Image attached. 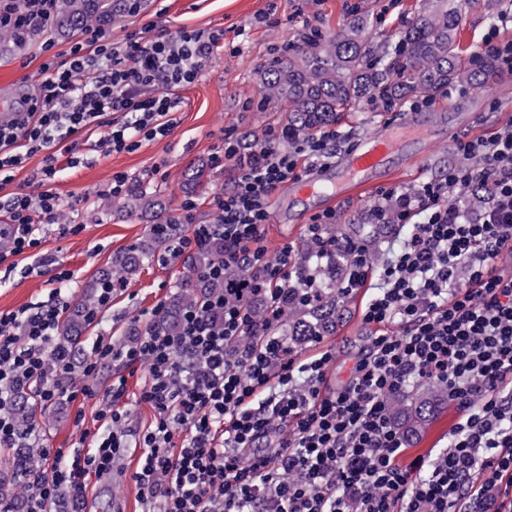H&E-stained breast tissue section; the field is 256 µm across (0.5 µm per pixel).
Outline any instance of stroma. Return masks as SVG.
Wrapping results in <instances>:
<instances>
[{"label": "stroma", "instance_id": "obj_1", "mask_svg": "<svg viewBox=\"0 0 512 512\" xmlns=\"http://www.w3.org/2000/svg\"><path fill=\"white\" fill-rule=\"evenodd\" d=\"M422 0H142L135 14L106 25L113 41L121 42L139 31L142 23L158 21L169 31L180 29L220 32L224 40L213 53L201 76L192 84L174 90L178 101L176 124L164 137L142 142L130 152L107 153L101 146L106 125L91 126L79 133L75 142L82 157L78 166H68L59 159V171L52 185L62 202L61 222L42 227L41 249L72 274L70 282L57 284L56 267L41 265L31 254L7 257L0 261V312H15L48 300L54 290H61L69 305L82 296L83 283L110 267L114 254L125 250L150 232V214L115 205L102 191L113 174L124 173L130 185L148 186L156 195L165 214H180L183 201L195 204L192 221L212 223L218 212L216 201L232 188V166H216L213 158L221 151L225 135L249 143L261 138L270 128H279L283 115L273 102L264 98L261 72L288 47L299 43L308 28L322 34L336 31L348 10L363 5L371 16L368 38L372 43L394 42L396 34L419 10ZM461 22L457 40L464 52L483 47L487 37L512 42V0H496L488 7L486 0H460ZM74 42L52 30L33 32L24 47L0 57V102L12 101L18 93L33 91L43 75L41 67L49 56L64 60ZM409 106L385 111L359 105L343 113L335 125L338 138L333 146L341 155L355 149L371 132L400 122ZM429 118L426 140L405 146L404 156H418L419 161L404 166V156L392 158L388 174L377 186L356 196L324 201L322 210L332 211L339 224L367 223L369 214L382 191L394 189L405 193L447 166L452 160L456 139L476 140L512 128V73H501L488 87L475 90L452 87L424 108ZM270 218L264 229L270 253L283 247L299 250L305 242L312 212L290 205L288 187H280L269 203ZM183 258L160 263L150 256L137 273L114 290L112 304L102 311V321L86 333L84 345L93 348L98 338L131 340L144 332L153 320V310L167 302L177 281L185 274ZM371 295L364 287L340 300L341 316L335 330L320 341L295 348L298 358H308L320 350H331L336 359L329 373L330 384L347 380L359 352L366 348L372 329L362 316ZM146 382L143 367L119 368L102 365L84 378L90 393L53 405L35 431L39 448H74L82 428L94 427L97 413L113 386L123 385V403L129 414L127 427L136 431L153 419L152 409L138 403ZM83 424H76V417ZM458 421L453 408L436 410L421 434L408 441L405 460L433 456L448 446V436ZM137 452L116 458L114 473L94 477L89 482L86 505L93 512H141L143 505L133 474Z\"/></svg>", "mask_w": 512, "mask_h": 512}]
</instances>
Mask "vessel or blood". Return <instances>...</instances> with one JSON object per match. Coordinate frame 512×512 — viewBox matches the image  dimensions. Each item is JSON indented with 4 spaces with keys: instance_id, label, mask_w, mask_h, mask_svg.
Here are the masks:
<instances>
[{
    "instance_id": "b4317fda",
    "label": "vessel or blood",
    "mask_w": 512,
    "mask_h": 512,
    "mask_svg": "<svg viewBox=\"0 0 512 512\" xmlns=\"http://www.w3.org/2000/svg\"><path fill=\"white\" fill-rule=\"evenodd\" d=\"M426 126L421 116L407 114L400 130L387 128L367 137L361 147L343 157L339 170L329 169L321 176L293 183L295 200L305 204L320 194H341L355 186L375 183L386 160L397 155L404 147L405 136L421 134Z\"/></svg>"
}]
</instances>
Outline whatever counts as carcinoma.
Listing matches in <instances>:
<instances>
[{"instance_id": "1", "label": "carcinoma", "mask_w": 512, "mask_h": 512, "mask_svg": "<svg viewBox=\"0 0 512 512\" xmlns=\"http://www.w3.org/2000/svg\"><path fill=\"white\" fill-rule=\"evenodd\" d=\"M129 0H60L52 20L54 32L69 36L85 30L93 22L114 21L131 11ZM457 10L448 0H428L423 9L400 32L394 45L375 46L365 37L368 14L357 6L336 33L322 38L315 29L289 49L261 75V84L269 98L277 101L284 112L282 141L295 144L313 140L336 122L341 112L361 102L394 109L410 99L437 98L450 86L482 88L498 77V56L482 48L463 54L457 43ZM130 211L155 208L156 199L145 189L128 191L123 196ZM179 223L172 216H158L152 232L140 243L115 254L111 269L84 283L82 301L59 323L54 347L74 357L82 349L83 336L97 319L99 297L112 283H121L138 271L148 254L168 245L178 234ZM324 241L366 240L363 232L352 234L334 224L323 230ZM319 245L307 241L295 255L296 271L303 275L314 268L312 258ZM224 263V240L214 239L187 257L186 275L176 285L171 302L156 317L150 328L175 332L181 313L196 306L206 296L238 287L248 277L242 267H232L222 280L206 278L214 266ZM316 269V268H314ZM322 290L319 300L309 304L293 296L283 301L279 323L267 328L266 314L253 311L252 327L239 338L242 344L257 343L269 331L289 329L291 348L319 338L336 321L339 296L332 268L316 269ZM36 395L31 385L20 393L17 418L25 429L37 428L30 399ZM442 391L429 384L412 395L403 392L390 398L389 407L399 429L405 435L417 432L433 414ZM39 450L23 445L13 449L11 475L0 480V501L12 503L16 479L37 466Z\"/></svg>"}]
</instances>
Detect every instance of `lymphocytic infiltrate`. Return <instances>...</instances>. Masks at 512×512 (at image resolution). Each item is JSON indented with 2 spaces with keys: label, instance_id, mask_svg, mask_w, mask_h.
<instances>
[{
  "label": "lymphocytic infiltrate",
  "instance_id": "obj_1",
  "mask_svg": "<svg viewBox=\"0 0 512 512\" xmlns=\"http://www.w3.org/2000/svg\"><path fill=\"white\" fill-rule=\"evenodd\" d=\"M55 8L56 0H0V31L46 28ZM144 30L118 45L87 28L66 60L43 64L44 80L0 124L1 172L43 156L39 193H13L1 208L0 241L10 254L38 248L41 226L58 221L62 204L48 188L56 146L111 112L119 119L109 126L108 152L168 134L172 91L198 78L222 39L154 21ZM335 140L330 129L286 150L272 128L246 148L225 137L223 159L235 178L218 201V220L174 238L168 255L218 236L224 262L211 276L242 266L249 277L185 312L178 334L150 329L128 344H95L84 374L104 362L142 365L148 380L138 401L154 417L133 435L124 429L127 410L106 401L97 427L81 431L87 452L43 449L45 465L23 478L22 512H52L64 491L73 512H83L90 478L109 475L130 448L140 451L134 479L143 512H512V265L500 261L512 250V128L457 140L458 162L412 192H382L372 223L409 229L394 257L374 266L361 244L324 249L350 258L340 295L378 277L363 310L375 334L347 382L327 387L328 350L300 360L275 335L231 347L249 328L253 303L275 319L281 294L315 295V275L293 280L291 249L269 254L264 226L273 193L301 179L300 160L328 162ZM64 309L52 301L0 313L1 448L22 442L12 412L18 384L38 385L48 405L79 395L55 384L73 367L53 345ZM425 383L443 390L458 421L444 451L403 465L406 438L387 401Z\"/></svg>",
  "mask_w": 512,
  "mask_h": 512
}]
</instances>
